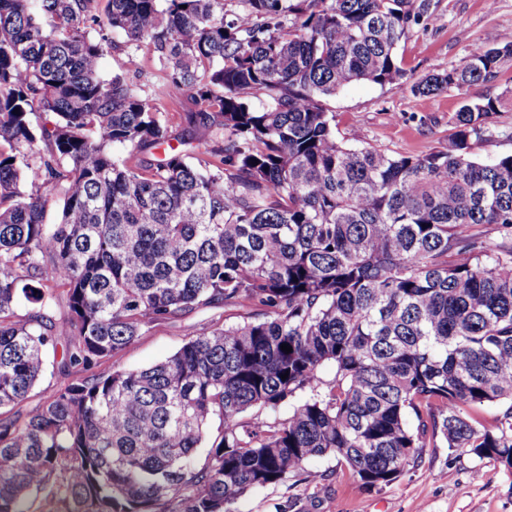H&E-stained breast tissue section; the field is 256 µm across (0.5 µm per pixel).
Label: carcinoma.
Listing matches in <instances>:
<instances>
[{
	"instance_id": "carcinoma-1",
	"label": "carcinoma",
	"mask_w": 512,
	"mask_h": 512,
	"mask_svg": "<svg viewBox=\"0 0 512 512\" xmlns=\"http://www.w3.org/2000/svg\"><path fill=\"white\" fill-rule=\"evenodd\" d=\"M436 9L0 0V512L54 488L73 512H232L330 453L371 490L428 441L512 470V155L468 157L471 140L512 130L495 99L467 100L441 149L391 154L338 141L324 103L354 81L408 79L398 45ZM90 23L152 50L151 93L127 78L133 55L99 74ZM507 57L475 44L411 91L464 94ZM182 97L216 145L158 157L171 137L158 101ZM201 308L241 321L148 367L92 372ZM59 351L79 377L14 411ZM493 404L486 427L474 413Z\"/></svg>"
}]
</instances>
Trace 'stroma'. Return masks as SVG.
<instances>
[{"label":"stroma","mask_w":512,"mask_h":512,"mask_svg":"<svg viewBox=\"0 0 512 512\" xmlns=\"http://www.w3.org/2000/svg\"><path fill=\"white\" fill-rule=\"evenodd\" d=\"M90 37H107L99 63L103 77L122 69L138 52L142 67L130 73L137 87L151 88L156 61L147 49H134L123 31L92 26ZM491 39L512 45V0H439L428 30H413L398 55L415 77L461 65L472 44ZM493 98L501 126L512 127V58L496 77L471 86L466 94L451 89L430 97L413 95L409 85L351 83L325 102L335 114L336 136L351 147H375L418 156L440 149L453 133V118L464 100ZM223 311L202 309L177 325H158L142 333L102 371L137 369L174 354L194 332L223 318ZM235 512H512V472L445 445L423 448L391 485L371 490L358 486L334 455L313 459L306 475L247 493Z\"/></svg>","instance_id":"obj_1"}]
</instances>
